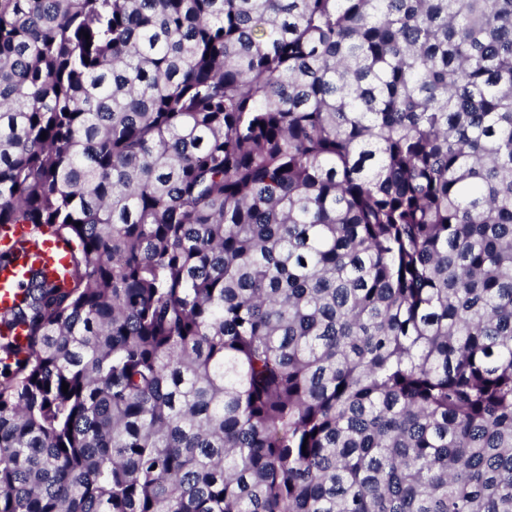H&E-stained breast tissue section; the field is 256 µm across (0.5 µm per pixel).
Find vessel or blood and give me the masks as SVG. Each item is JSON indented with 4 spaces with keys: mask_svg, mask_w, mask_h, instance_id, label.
<instances>
[{
    "mask_svg": "<svg viewBox=\"0 0 512 512\" xmlns=\"http://www.w3.org/2000/svg\"><path fill=\"white\" fill-rule=\"evenodd\" d=\"M0 246L12 254L10 263L0 265V337L22 346L26 336L21 327L9 325L8 316L20 299L19 285L28 269L42 270L50 279H68L71 248L62 239H37L31 225L14 224L0 236Z\"/></svg>",
    "mask_w": 512,
    "mask_h": 512,
    "instance_id": "1",
    "label": "vessel or blood"
}]
</instances>
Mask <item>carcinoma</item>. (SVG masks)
<instances>
[{
    "mask_svg": "<svg viewBox=\"0 0 512 512\" xmlns=\"http://www.w3.org/2000/svg\"><path fill=\"white\" fill-rule=\"evenodd\" d=\"M7 224L0 512H512V0H0ZM0 246L9 250L12 261L0 265V337L21 347L26 345V335L21 327L6 321L20 299L19 284L30 268L41 269L50 279L67 282L71 248L60 238L35 239L30 224H12L0 236Z\"/></svg>",
    "mask_w": 512,
    "mask_h": 512,
    "instance_id": "carcinoma-1",
    "label": "carcinoma"
}]
</instances>
